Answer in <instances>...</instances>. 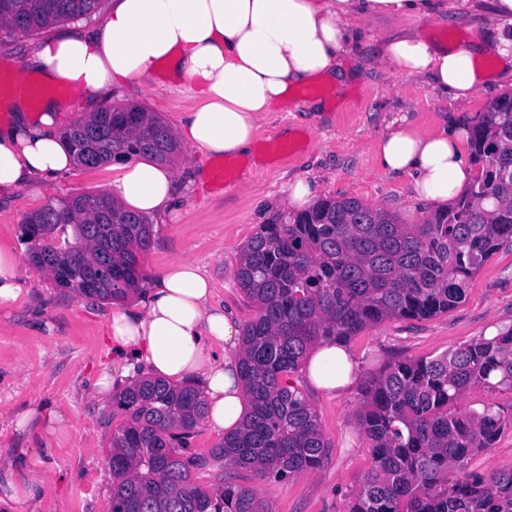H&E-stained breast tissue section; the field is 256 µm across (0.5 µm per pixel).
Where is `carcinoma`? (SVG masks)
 <instances>
[{
	"label": "carcinoma",
	"mask_w": 512,
	"mask_h": 512,
	"mask_svg": "<svg viewBox=\"0 0 512 512\" xmlns=\"http://www.w3.org/2000/svg\"><path fill=\"white\" fill-rule=\"evenodd\" d=\"M103 0H0V30L26 34L96 12ZM76 164L119 158L172 162L169 125L142 106L103 108L64 129ZM470 188L424 224L357 198L283 211L243 245L235 276L256 315L242 327L240 375L248 413L208 455L189 439L206 402L196 386L143 376L112 394L108 467L111 512H271L256 491L227 476L206 487L193 474L210 461L264 481L313 471L330 447L319 418L291 379L322 341L347 345L387 319L422 320L465 297L483 261L512 241V95L492 99L473 126ZM494 201L492 209L485 204ZM154 224L107 194L55 199L21 225L32 267L58 288L119 303L142 288L139 256ZM474 385L512 392V326L436 358L406 359L370 376L358 424L372 467L347 512H512V467L465 471L512 424L491 405L459 409Z\"/></svg>",
	"instance_id": "carcinoma-1"
}]
</instances>
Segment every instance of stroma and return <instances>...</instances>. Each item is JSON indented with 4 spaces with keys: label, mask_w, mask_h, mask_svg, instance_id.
<instances>
[{
    "label": "stroma",
    "mask_w": 512,
    "mask_h": 512,
    "mask_svg": "<svg viewBox=\"0 0 512 512\" xmlns=\"http://www.w3.org/2000/svg\"><path fill=\"white\" fill-rule=\"evenodd\" d=\"M407 24L420 34L463 45L471 41L475 26L490 29L495 21L486 0H454L443 21L415 17ZM393 30V23L383 20L367 32L348 60L359 73L356 81L340 90L326 82L302 88L294 95V107L270 113L252 154L232 157L228 182L210 180L214 158L182 145L178 174L200 169L208 178L185 192L176 221H156L154 243L139 262L144 281L173 262L193 261L214 280L216 301L239 322H248L255 311L234 276L240 249L274 213L263 196L281 197L291 179L306 174L318 177L322 197H354L407 224L424 223L433 214V206L413 200L407 177L377 169L370 143L403 114L424 132L448 117L474 124L501 91H481L461 106L378 64L376 45ZM51 35L48 29L28 35L0 32V77L7 95H14L16 82L6 62ZM114 102L145 107L172 126L188 105L185 94L167 88L161 71L130 83ZM109 179L105 168L76 166L39 195L19 192L1 201L0 245L25 253L19 226L28 215L54 198L105 191ZM21 278L27 292L23 304L0 308V512H110L108 453L112 432L123 419L113 415L111 400L97 396L95 382L107 369L116 388L128 384L108 336L114 306L56 287L26 260ZM510 325L512 245L506 244L477 270L455 308L426 320H385L355 336L349 350L356 359L357 383L351 391L321 393L299 380L320 418L329 456L314 471L272 482L249 476L246 486L266 500L271 512H347L351 490L372 465L370 441L356 420L365 377L398 360L440 356ZM33 407L57 414L56 428L34 421L18 429V415ZM16 487L22 491L17 498L12 495Z\"/></svg>",
    "instance_id": "35a3bbf8"
}]
</instances>
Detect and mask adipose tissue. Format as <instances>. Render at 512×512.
<instances>
[{"label":"adipose tissue","mask_w":512,"mask_h":512,"mask_svg":"<svg viewBox=\"0 0 512 512\" xmlns=\"http://www.w3.org/2000/svg\"><path fill=\"white\" fill-rule=\"evenodd\" d=\"M491 6L495 28H476L466 45L451 48L404 28L379 43L375 59L465 105L487 84L480 58L494 56L502 64V88H512V0H491ZM448 8L449 0H112L100 23L61 29L11 61L19 87L0 125V194L49 182L72 165L58 138L65 103L51 98L31 114L23 89L29 75L68 86L89 112L129 82L166 68L172 88L192 101L176 136L210 156L246 155L264 116L285 108L295 88L353 78L343 57L365 25L440 18ZM468 142L461 122L422 133L403 115L370 150L380 171L410 178L416 200L441 205L472 179ZM110 172L109 193L123 208L178 217L172 167L137 159L114 163ZM214 288L199 266L174 262L154 278L141 306L112 313L109 336L113 350L127 357L124 377L144 368L171 381L195 378L207 401L206 421L230 432L246 415L240 329L231 312L213 304ZM25 293L18 255L0 247V307L20 304ZM217 348L223 357L214 356ZM306 379L328 394L348 391L356 382L354 358L343 347L319 344Z\"/></svg>","instance_id":"ef3b65f1"}]
</instances>
